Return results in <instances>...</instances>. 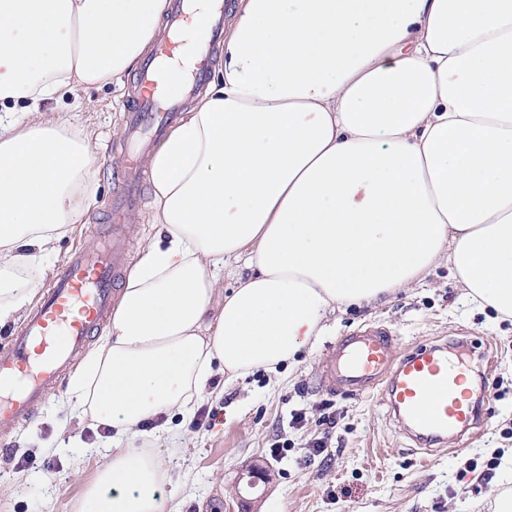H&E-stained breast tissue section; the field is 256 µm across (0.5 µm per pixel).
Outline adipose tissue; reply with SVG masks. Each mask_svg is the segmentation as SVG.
Masks as SVG:
<instances>
[{
	"label": "adipose tissue",
	"mask_w": 512,
	"mask_h": 512,
	"mask_svg": "<svg viewBox=\"0 0 512 512\" xmlns=\"http://www.w3.org/2000/svg\"><path fill=\"white\" fill-rule=\"evenodd\" d=\"M167 8L0 0V327L97 202L92 136L55 102L136 72ZM218 47L146 160L159 231L70 382L66 407L112 430L77 512H166L144 422L439 264L512 320V0H236Z\"/></svg>",
	"instance_id": "obj_1"
}]
</instances>
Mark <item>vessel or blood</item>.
Wrapping results in <instances>:
<instances>
[{"instance_id":"b4317fda","label":"vessel or blood","mask_w":512,"mask_h":512,"mask_svg":"<svg viewBox=\"0 0 512 512\" xmlns=\"http://www.w3.org/2000/svg\"><path fill=\"white\" fill-rule=\"evenodd\" d=\"M197 0H170L166 35L144 61L133 85L123 150L125 163L114 180L112 229L77 248L50 279L42 301L0 346V430L31 420L45 395L69 371L92 334L112 317L115 284L127 266L124 220L139 202L143 158L177 119L184 100L206 83L211 50L224 36V0H206L203 25H196ZM199 38L189 68L166 75L185 34ZM463 360H450L437 345H418L395 356L392 332L366 324L328 352L320 383L329 392L359 393L388 385L391 411L415 442H447L477 424L473 405L457 394Z\"/></svg>"}]
</instances>
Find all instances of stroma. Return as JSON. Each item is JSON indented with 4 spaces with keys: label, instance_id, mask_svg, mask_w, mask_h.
Segmentation results:
<instances>
[{
    "label": "stroma",
    "instance_id": "stroma-1",
    "mask_svg": "<svg viewBox=\"0 0 512 512\" xmlns=\"http://www.w3.org/2000/svg\"><path fill=\"white\" fill-rule=\"evenodd\" d=\"M132 86L128 78L120 87L78 88L60 101L88 128L101 158L98 201L45 260L39 279L107 221L112 175L123 165L117 144ZM151 200L150 187H143L140 207L126 220L134 261L157 232ZM369 323L391 330L400 354L421 344L472 343L468 394L479 402L478 427L425 449L390 416L385 387L353 395L321 390L316 377L329 348ZM64 393L61 387L50 391L31 421L0 437V512H75L103 464L102 440L60 407ZM203 406L218 416L199 429L187 418L170 421L195 433L182 455L166 460L171 512H494L502 464L512 456V323L496 322L494 312L471 305L443 264L415 288L338 314L318 344L279 375L255 371ZM295 409L304 415L298 424L290 421ZM328 417L335 418L334 429L326 428ZM65 420L75 436L66 448L56 437ZM322 437L326 451L311 455ZM277 446L284 449L279 458L271 455ZM23 458L30 466L20 467ZM253 463L268 465L269 481L249 493L244 506L238 478Z\"/></svg>",
    "mask_w": 512,
    "mask_h": 512
}]
</instances>
